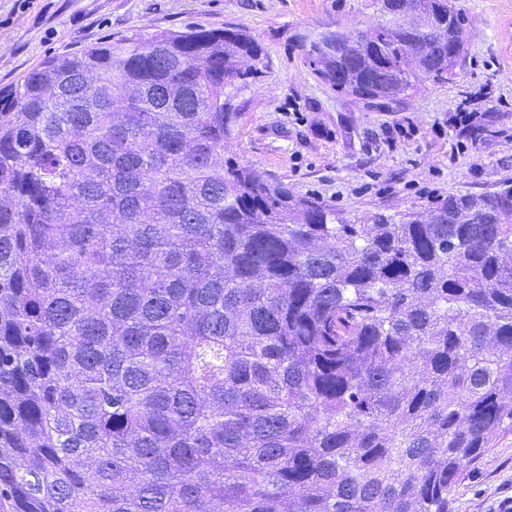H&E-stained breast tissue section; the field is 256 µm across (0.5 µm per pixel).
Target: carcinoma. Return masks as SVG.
Here are the masks:
<instances>
[{"label": "carcinoma", "instance_id": "1", "mask_svg": "<svg viewBox=\"0 0 512 512\" xmlns=\"http://www.w3.org/2000/svg\"><path fill=\"white\" fill-rule=\"evenodd\" d=\"M448 2L315 72L398 101ZM243 56L161 32L0 88V512H453L512 431V190L338 221L224 158Z\"/></svg>", "mask_w": 512, "mask_h": 512}]
</instances>
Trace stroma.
<instances>
[{
  "instance_id": "stroma-1",
  "label": "stroma",
  "mask_w": 512,
  "mask_h": 512,
  "mask_svg": "<svg viewBox=\"0 0 512 512\" xmlns=\"http://www.w3.org/2000/svg\"><path fill=\"white\" fill-rule=\"evenodd\" d=\"M467 59L400 103L342 94L304 60L325 33L375 24L378 0H0V87L51 56L121 37L240 28L259 44L254 77L227 92L238 114L226 157L352 224L400 216L448 194L512 189V0H456ZM512 433L453 491L454 512H504Z\"/></svg>"
}]
</instances>
